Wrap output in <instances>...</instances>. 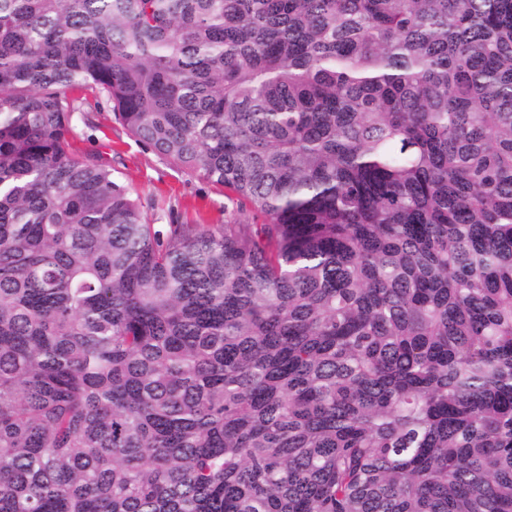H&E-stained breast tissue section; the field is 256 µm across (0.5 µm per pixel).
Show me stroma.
Here are the masks:
<instances>
[{
  "mask_svg": "<svg viewBox=\"0 0 512 512\" xmlns=\"http://www.w3.org/2000/svg\"><path fill=\"white\" fill-rule=\"evenodd\" d=\"M76 144L80 150L101 155L116 176L140 197L149 223L223 224L236 202L224 187L199 174L181 169L130 135L115 119L109 104H102L90 120L75 116Z\"/></svg>",
  "mask_w": 512,
  "mask_h": 512,
  "instance_id": "35a3bbf8",
  "label": "stroma"
}]
</instances>
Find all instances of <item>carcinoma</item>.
<instances>
[{"instance_id": "carcinoma-1", "label": "carcinoma", "mask_w": 512, "mask_h": 512, "mask_svg": "<svg viewBox=\"0 0 512 512\" xmlns=\"http://www.w3.org/2000/svg\"><path fill=\"white\" fill-rule=\"evenodd\" d=\"M0 512H512V0H0ZM90 116V126L81 114L74 117L77 146L112 165L114 174L139 195L149 223L159 228L176 223L220 225L236 211V200L224 187L177 167L130 135L109 104L102 102Z\"/></svg>"}]
</instances>
